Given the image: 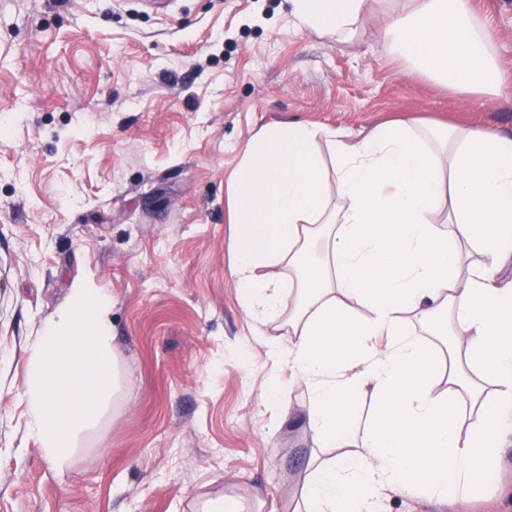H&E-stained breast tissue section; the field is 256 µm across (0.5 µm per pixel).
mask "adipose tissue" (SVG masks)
Wrapping results in <instances>:
<instances>
[{
	"label": "adipose tissue",
	"instance_id": "adipose-tissue-1",
	"mask_svg": "<svg viewBox=\"0 0 512 512\" xmlns=\"http://www.w3.org/2000/svg\"><path fill=\"white\" fill-rule=\"evenodd\" d=\"M290 2L300 28L340 42L384 19L409 75L462 95L502 91L471 0ZM230 202L232 276L254 339L305 384L317 440L337 451L313 465L305 512L468 500L512 446V288L493 282L512 258V135L413 118L356 136L268 125L245 147ZM464 243L482 263L463 268ZM411 319L448 337L447 358ZM283 320L287 340L269 336ZM463 392L480 404L474 418ZM363 393L377 416L355 437L344 410Z\"/></svg>",
	"mask_w": 512,
	"mask_h": 512
}]
</instances>
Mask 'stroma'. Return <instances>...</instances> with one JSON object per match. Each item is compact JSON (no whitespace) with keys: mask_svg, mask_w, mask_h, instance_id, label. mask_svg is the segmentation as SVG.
I'll use <instances>...</instances> for the list:
<instances>
[{"mask_svg":"<svg viewBox=\"0 0 512 512\" xmlns=\"http://www.w3.org/2000/svg\"><path fill=\"white\" fill-rule=\"evenodd\" d=\"M506 78L460 95L405 73L371 27L340 44L288 0H0V512H301L328 458L302 383L267 394L231 275L230 177L262 127L351 134L408 116L512 134V0H472ZM82 281L112 299L123 373L70 459L25 431L29 341ZM512 512V452L464 504Z\"/></svg>","mask_w":512,"mask_h":512,"instance_id":"stroma-1","label":"stroma"}]
</instances>
